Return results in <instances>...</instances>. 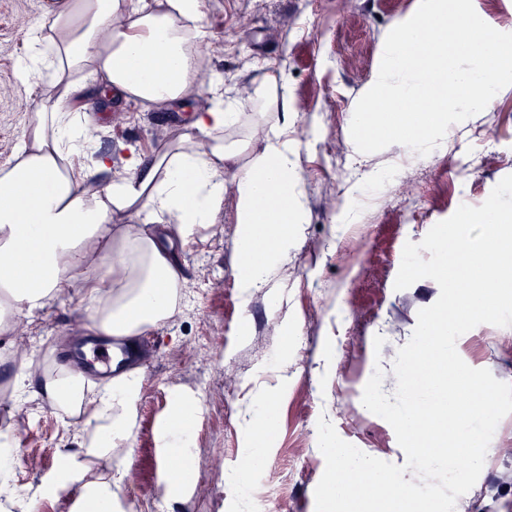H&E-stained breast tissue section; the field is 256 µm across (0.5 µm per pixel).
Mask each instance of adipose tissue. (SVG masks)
Listing matches in <instances>:
<instances>
[{
  "instance_id": "ef3b65f1",
  "label": "adipose tissue",
  "mask_w": 512,
  "mask_h": 512,
  "mask_svg": "<svg viewBox=\"0 0 512 512\" xmlns=\"http://www.w3.org/2000/svg\"><path fill=\"white\" fill-rule=\"evenodd\" d=\"M50 16L47 29L31 33L25 62L29 74L49 77L42 107L23 128L15 163L0 168V337L16 336L24 313L76 278L98 332L136 346L176 314L180 248L221 222L228 198L239 286L247 293L262 285L306 218L288 120L301 106L287 77L225 85L208 66L224 46L202 23V0H60ZM77 71L91 82L74 79ZM98 93L151 112H191L161 129L152 154L118 163L102 153L79 169L74 161L92 149L95 125L67 105ZM143 380L131 365L99 382L64 364L9 374L15 399L38 390L57 400L59 413L80 417L79 456L110 461L107 474L84 480L78 456L69 455L55 473L54 486L79 483L83 512H124L119 491ZM197 412L194 400L176 398L160 431L162 456H189Z\"/></svg>"
}]
</instances>
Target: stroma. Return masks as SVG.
I'll use <instances>...</instances> for the list:
<instances>
[{
  "instance_id": "35a3bbf8",
  "label": "stroma",
  "mask_w": 512,
  "mask_h": 512,
  "mask_svg": "<svg viewBox=\"0 0 512 512\" xmlns=\"http://www.w3.org/2000/svg\"><path fill=\"white\" fill-rule=\"evenodd\" d=\"M46 0H0V167L13 162L20 131L38 112L42 79L23 69L28 35L47 24ZM411 0H357L344 17L341 0H203V21L223 41L213 69L227 85L248 70L287 75L304 112L294 118L308 210L293 247L268 283L243 295L237 279L234 205L224 202L221 230H205L183 248L186 260L181 311L148 332L152 358L137 404L136 440L121 500L125 512H315L314 491L325 470L317 422H331L339 436L372 457L404 465L392 427L362 404L363 389L382 369V390L393 394V363L411 338L420 309L440 290L422 279L395 290L406 242H420L461 201L481 205L512 174V86L477 114L466 133L452 134L445 155L411 162L389 195L362 200L353 237L338 218L360 167L348 146L351 99L366 80L379 41ZM102 97L73 103L72 111L96 114L99 151L121 157L149 152L159 127L140 104L102 111ZM91 323L78 282H62L44 307L25 316L19 331L35 364L49 366L66 349L74 322ZM295 325L293 338L283 330ZM385 344L375 349V335ZM512 327L481 324L459 339L458 353L512 384ZM194 397L199 412L190 471L209 449L221 451L210 472L213 495L195 486L175 497L162 459L158 431L175 394ZM279 396L278 427L262 445V469L244 484L248 442L244 419L259 396ZM0 433L17 448L14 483L34 494L35 512H61L75 503L78 485L49 490L65 454L76 453L73 427L64 426L45 402L12 403ZM495 453L463 496L467 512H512V414L498 424Z\"/></svg>"
}]
</instances>
